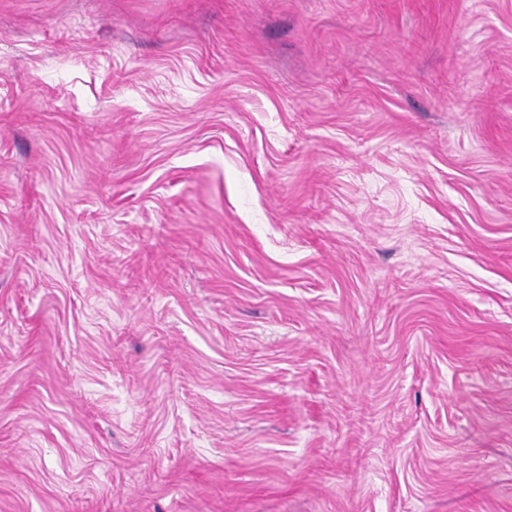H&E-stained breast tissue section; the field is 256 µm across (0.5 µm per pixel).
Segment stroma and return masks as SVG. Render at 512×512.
I'll return each instance as SVG.
<instances>
[{
    "label": "stroma",
    "mask_w": 512,
    "mask_h": 512,
    "mask_svg": "<svg viewBox=\"0 0 512 512\" xmlns=\"http://www.w3.org/2000/svg\"><path fill=\"white\" fill-rule=\"evenodd\" d=\"M0 512H512V0H0Z\"/></svg>",
    "instance_id": "stroma-1"
}]
</instances>
